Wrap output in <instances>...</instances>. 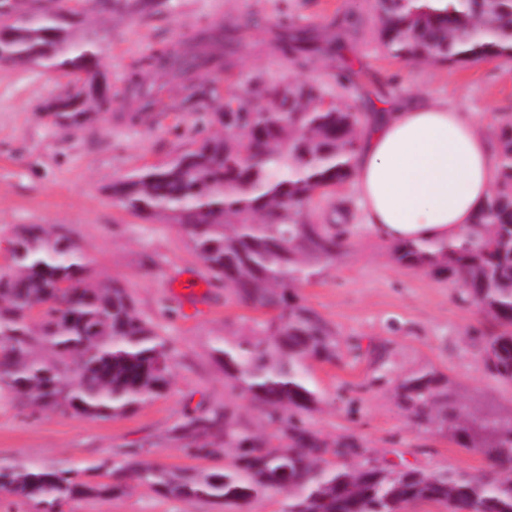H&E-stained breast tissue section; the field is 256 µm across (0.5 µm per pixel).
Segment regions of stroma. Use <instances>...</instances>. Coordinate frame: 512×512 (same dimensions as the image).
Listing matches in <instances>:
<instances>
[{
  "label": "stroma",
  "instance_id": "35a3bbf8",
  "mask_svg": "<svg viewBox=\"0 0 512 512\" xmlns=\"http://www.w3.org/2000/svg\"><path fill=\"white\" fill-rule=\"evenodd\" d=\"M374 0H165L147 18L106 15L100 68L113 90H121L134 63L164 43L184 41L200 23L251 25L253 49L235 56L224 75L237 87L264 88L296 78L322 90L325 101L340 99L368 123L384 102L416 96L472 113L480 131H495L512 114V61L406 63L391 57L374 33ZM360 20L342 55L361 70L363 88L344 89L336 63L317 57L297 66L266 41L275 22L290 17L300 28L324 31L336 16ZM213 75L197 69L182 78L152 76L172 103L151 123L130 122L120 99L89 126L64 130L43 107L70 86L69 77L37 66L0 69V242L17 227L42 224L65 232L80 246L102 281H118L172 355L167 394L120 418H91L35 412L8 393L0 394V465L44 464L84 469L118 461L125 449L144 447L146 459L189 471L223 467L227 455L195 459L185 455L171 429L186 410H211L230 403L250 428L272 434L263 411L234 392L214 350L239 338L254 313L231 290L209 276L203 262L175 227L137 216L112 198L113 182L133 170L165 162L189 145L201 127L193 92L209 89ZM348 207L344 222L350 247L335 265L299 288L304 301L337 326L343 341L380 349L373 360L351 356L337 364L315 362L310 384L323 402L310 413V427L326 436L352 433L380 456L402 455L428 471H476L481 458L432 432L415 427L392 398L396 382L412 372L436 368L469 400H490L512 408V386L484 371L477 336L482 318L463 304L448 282L398 266L389 243L372 236L362 222L354 183L330 192L324 216ZM64 512H219L206 500L161 496L148 487L107 499L69 502Z\"/></svg>",
  "mask_w": 512,
  "mask_h": 512
}]
</instances>
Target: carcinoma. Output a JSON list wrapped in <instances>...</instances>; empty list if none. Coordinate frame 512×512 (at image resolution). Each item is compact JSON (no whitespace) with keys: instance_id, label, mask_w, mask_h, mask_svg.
Wrapping results in <instances>:
<instances>
[{"instance_id":"carcinoma-1","label":"carcinoma","mask_w":512,"mask_h":512,"mask_svg":"<svg viewBox=\"0 0 512 512\" xmlns=\"http://www.w3.org/2000/svg\"><path fill=\"white\" fill-rule=\"evenodd\" d=\"M159 0H89L86 10L147 16ZM376 35L394 58L450 65L512 58V0H376ZM13 18L0 25V59L13 68L38 65L76 78L49 105L47 116L64 129L83 128L112 108V89L98 68L102 38L94 23L80 28L72 9H39L14 0ZM359 18L332 21L319 35L278 23L274 49L283 57L333 56L353 35ZM193 51L164 45L137 62L122 98L129 119L144 122L161 99L148 73L219 70L250 45L240 24L196 27ZM294 98L274 86L253 97V109L232 105L236 88L217 101L211 126L171 160L137 169L112 185L125 208L175 226L210 276L239 304L261 313L244 340L216 349L233 389L263 408L288 447L271 445L231 404L186 416L176 426L185 452L208 459L219 445L232 454L225 468L176 471L140 459L131 448L121 462L88 467L99 477L47 465L0 468V493L32 505L33 512L62 508L77 498L122 495L144 485L164 497L205 499L223 512H249L258 497L288 491L287 512H407L432 503L445 512H512V418L488 441L474 428L487 413L475 411L448 376L435 368L404 376L393 387L397 407L417 426L478 455L485 468L427 471L389 465L353 435L327 438L305 416L322 403L308 384L312 362L342 358L340 333L296 292L347 251V230L318 221V201L353 174L359 117L339 101L308 112L305 86ZM496 185L459 247L444 242L393 246L392 260L460 289V299L484 320L486 373L512 385V116L495 131ZM11 266L0 272V390L34 409L62 415L117 418L167 392L170 350L137 311L128 289L94 277L79 245L40 224L17 227ZM335 460L326 461L329 449Z\"/></svg>"}]
</instances>
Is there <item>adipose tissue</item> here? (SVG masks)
<instances>
[{
  "label": "adipose tissue",
  "mask_w": 512,
  "mask_h": 512,
  "mask_svg": "<svg viewBox=\"0 0 512 512\" xmlns=\"http://www.w3.org/2000/svg\"><path fill=\"white\" fill-rule=\"evenodd\" d=\"M497 176L493 137L423 97L376 113L355 161L367 230L398 245L460 243Z\"/></svg>",
  "instance_id": "obj_1"
}]
</instances>
